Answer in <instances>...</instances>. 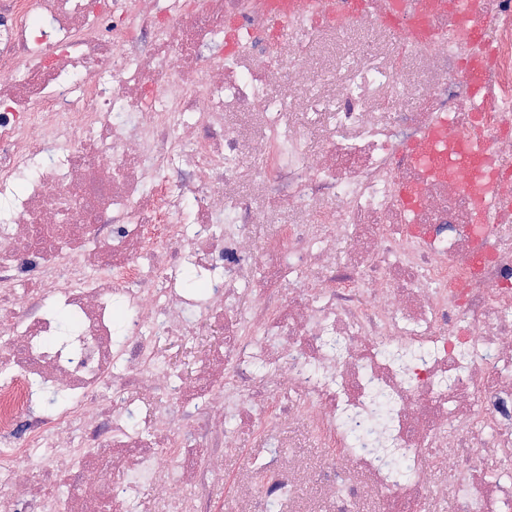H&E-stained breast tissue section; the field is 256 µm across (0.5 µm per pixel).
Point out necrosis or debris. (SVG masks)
I'll list each match as a JSON object with an SVG mask.
<instances>
[{"mask_svg": "<svg viewBox=\"0 0 512 512\" xmlns=\"http://www.w3.org/2000/svg\"><path fill=\"white\" fill-rule=\"evenodd\" d=\"M267 2L0 0V512H132L145 485L148 512H218L242 426L331 448L336 512L368 492L378 512H512V0H313L279 45ZM331 13L378 40L337 72L314 149L282 105L313 107ZM234 21L252 37L228 47ZM441 113L468 175L402 154ZM50 300L80 317L74 351L49 343ZM210 322L224 342L193 381L161 368ZM52 388L67 409H39ZM297 475L273 457L247 512Z\"/></svg>", "mask_w": 512, "mask_h": 512, "instance_id": "obj_1", "label": "necrosis or debris"}]
</instances>
